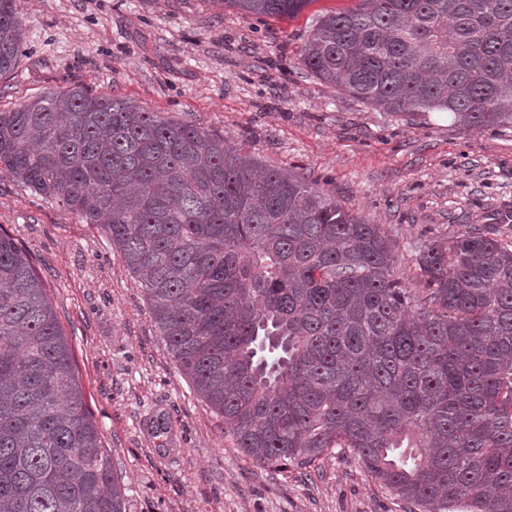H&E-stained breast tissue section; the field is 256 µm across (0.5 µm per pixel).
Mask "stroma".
Wrapping results in <instances>:
<instances>
[{
	"label": "stroma",
	"mask_w": 512,
	"mask_h": 512,
	"mask_svg": "<svg viewBox=\"0 0 512 512\" xmlns=\"http://www.w3.org/2000/svg\"><path fill=\"white\" fill-rule=\"evenodd\" d=\"M20 5L22 54L0 78V111L82 85L224 133L382 225L411 285L429 240L490 224L512 243V127L379 112L301 70L317 18L359 0H311L291 18L246 17L223 0ZM0 228L47 289L127 512H404L345 453L307 469L253 464L172 362L106 233L4 169Z\"/></svg>",
	"instance_id": "1"
}]
</instances>
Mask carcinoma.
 <instances>
[{
  "instance_id": "obj_1",
  "label": "carcinoma",
  "mask_w": 512,
  "mask_h": 512,
  "mask_svg": "<svg viewBox=\"0 0 512 512\" xmlns=\"http://www.w3.org/2000/svg\"><path fill=\"white\" fill-rule=\"evenodd\" d=\"M310 0H224L292 17ZM24 39L0 0V74ZM391 114L512 127V0H360L300 53ZM0 168L100 226L168 353L259 467L346 448L408 512H512V245L380 225L224 135L82 86L0 112ZM0 512H126L46 288L0 230Z\"/></svg>"
}]
</instances>
